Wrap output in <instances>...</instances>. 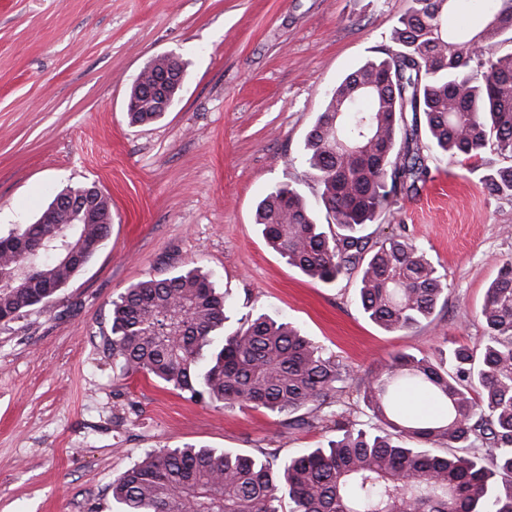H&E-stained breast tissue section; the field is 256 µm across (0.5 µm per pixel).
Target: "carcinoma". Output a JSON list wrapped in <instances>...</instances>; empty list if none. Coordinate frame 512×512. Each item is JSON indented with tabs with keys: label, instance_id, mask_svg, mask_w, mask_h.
Listing matches in <instances>:
<instances>
[{
	"label": "carcinoma",
	"instance_id": "carcinoma-1",
	"mask_svg": "<svg viewBox=\"0 0 512 512\" xmlns=\"http://www.w3.org/2000/svg\"><path fill=\"white\" fill-rule=\"evenodd\" d=\"M458 0H412L394 29V49L347 74L326 96L305 136L301 161L333 217L324 226L290 184L259 204L256 223L286 264L323 284L359 272V305L387 332L430 318L445 275L401 235L367 251L364 230L389 199L419 192L429 176L423 148L450 161L488 149L512 154V0H494L478 23L458 21ZM163 73L176 98L181 66L154 58L131 85L130 123L164 112L152 93ZM512 196V165L480 179ZM108 224H57L54 203L31 224L0 236V321L50 302L95 255ZM44 241L25 256L13 241ZM83 264L64 263L65 249ZM227 301L198 269L130 285L112 301L108 350L125 376L143 374L195 402L252 406L288 425L333 421L343 434L325 448L248 456L214 448L147 453L116 475L121 512H512V260L487 289L486 335L434 362L396 353L367 377L368 422L344 424L334 403L347 375L288 321L247 313L226 329ZM417 390L435 414H404Z\"/></svg>",
	"mask_w": 512,
	"mask_h": 512
}]
</instances>
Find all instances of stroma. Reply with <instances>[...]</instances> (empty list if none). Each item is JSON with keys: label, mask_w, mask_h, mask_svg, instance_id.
I'll return each mask as SVG.
<instances>
[{"label": "stroma", "mask_w": 512, "mask_h": 512, "mask_svg": "<svg viewBox=\"0 0 512 512\" xmlns=\"http://www.w3.org/2000/svg\"><path fill=\"white\" fill-rule=\"evenodd\" d=\"M411 0H0V235L29 224L69 186L112 199L108 238L44 307L0 323V512H117L112 480L146 452L195 445L297 454L335 427L291 429L249 407L218 408L136 374L105 338L125 288L198 268L234 317L264 309L298 326L348 373L341 393L363 420L368 373L398 352L437 358L478 344L480 308L512 259V197L480 174L512 165L428 155L418 194L368 226L401 234L448 289L429 321L389 333L357 304L359 281L325 285L289 267L255 222L276 186L326 210L297 158L325 94L392 47ZM174 56L181 91L157 121L130 124L127 94L155 57Z\"/></svg>", "instance_id": "1"}]
</instances>
